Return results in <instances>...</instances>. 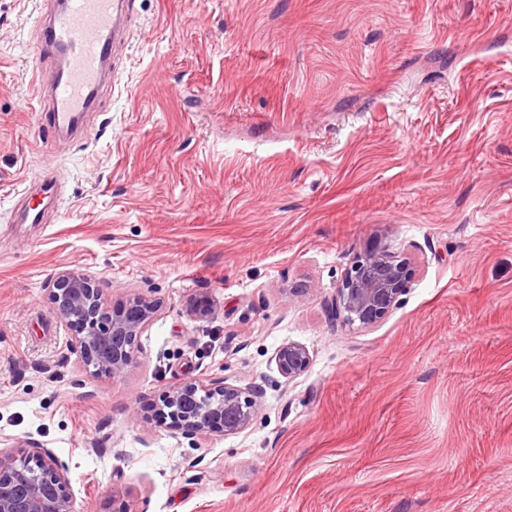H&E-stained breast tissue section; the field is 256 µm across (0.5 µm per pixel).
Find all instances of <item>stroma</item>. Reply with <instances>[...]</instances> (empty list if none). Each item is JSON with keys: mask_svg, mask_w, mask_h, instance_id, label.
<instances>
[{"mask_svg": "<svg viewBox=\"0 0 512 512\" xmlns=\"http://www.w3.org/2000/svg\"><path fill=\"white\" fill-rule=\"evenodd\" d=\"M130 5L119 85L50 138L37 4L0 0V437L66 461L76 512H512V0ZM45 172L56 201L15 223ZM377 242L406 292L336 321ZM62 269L161 301L123 375L71 352ZM187 378L258 390L257 417L157 423ZM279 373L286 379H294L304 373L311 364L309 351L297 343H285L276 353Z\"/></svg>", "mask_w": 512, "mask_h": 512, "instance_id": "stroma-1", "label": "stroma"}]
</instances>
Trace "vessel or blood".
<instances>
[{
  "label": "vessel or blood",
  "mask_w": 512,
  "mask_h": 512,
  "mask_svg": "<svg viewBox=\"0 0 512 512\" xmlns=\"http://www.w3.org/2000/svg\"><path fill=\"white\" fill-rule=\"evenodd\" d=\"M126 0H58L36 18V48L55 65L39 75L35 97L52 129L77 124L112 94V49L126 19Z\"/></svg>",
  "instance_id": "vessel-or-blood-1"
}]
</instances>
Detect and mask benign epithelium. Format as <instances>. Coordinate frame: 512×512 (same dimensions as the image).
Returning a JSON list of instances; mask_svg holds the SVG:
<instances>
[{"instance_id": "obj_1", "label": "benign epithelium", "mask_w": 512, "mask_h": 512, "mask_svg": "<svg viewBox=\"0 0 512 512\" xmlns=\"http://www.w3.org/2000/svg\"><path fill=\"white\" fill-rule=\"evenodd\" d=\"M410 262L387 248L358 256L337 289L331 315L346 325L370 326L381 319L407 288ZM47 298L71 330V347L98 375L116 376L133 363L139 340L160 310L145 295L108 304L99 288L75 270L51 279ZM279 373L294 379L311 364L309 351L285 343L276 353ZM164 418L192 436L245 431L256 418L259 392L224 381L178 383L166 392ZM0 512H75L69 466L52 450L33 443L0 447Z\"/></svg>"}]
</instances>
